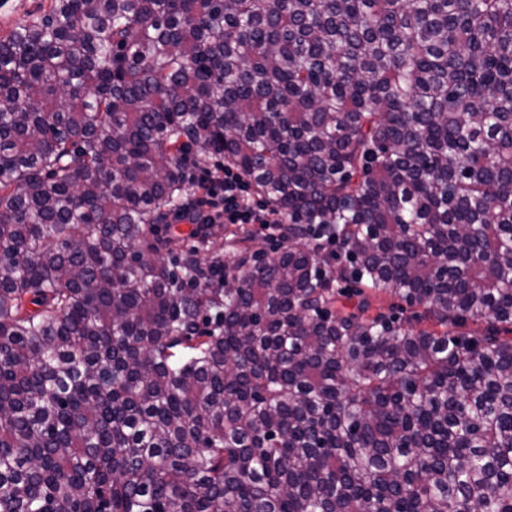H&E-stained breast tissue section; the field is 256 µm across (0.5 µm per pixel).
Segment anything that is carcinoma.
<instances>
[{
	"mask_svg": "<svg viewBox=\"0 0 512 512\" xmlns=\"http://www.w3.org/2000/svg\"><path fill=\"white\" fill-rule=\"evenodd\" d=\"M189 152L288 217L216 287L147 240ZM509 333L512 0L0 37V512H512Z\"/></svg>",
	"mask_w": 512,
	"mask_h": 512,
	"instance_id": "obj_1",
	"label": "carcinoma"
}]
</instances>
